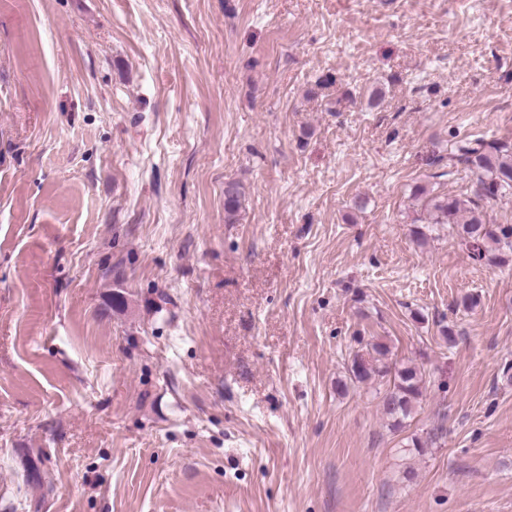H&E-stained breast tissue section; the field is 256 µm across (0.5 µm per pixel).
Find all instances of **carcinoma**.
<instances>
[{
  "mask_svg": "<svg viewBox=\"0 0 512 512\" xmlns=\"http://www.w3.org/2000/svg\"><path fill=\"white\" fill-rule=\"evenodd\" d=\"M448 161L464 165L476 175L473 196L458 198L417 193L428 223L446 224L456 231L471 257L487 265L501 261L500 252L512 251V225L492 224L486 219L482 202L497 200L512 193V146L487 142L482 138L461 140L448 155ZM245 191L232 180L224 185V211L227 220L238 212ZM389 348L382 343H368L365 351H356L347 367L350 380L364 383L381 380L388 383L379 408L390 428L401 431L411 418L413 404L421 395L422 375L412 366L398 367L389 362Z\"/></svg>",
  "mask_w": 512,
  "mask_h": 512,
  "instance_id": "carcinoma-1",
  "label": "carcinoma"
}]
</instances>
